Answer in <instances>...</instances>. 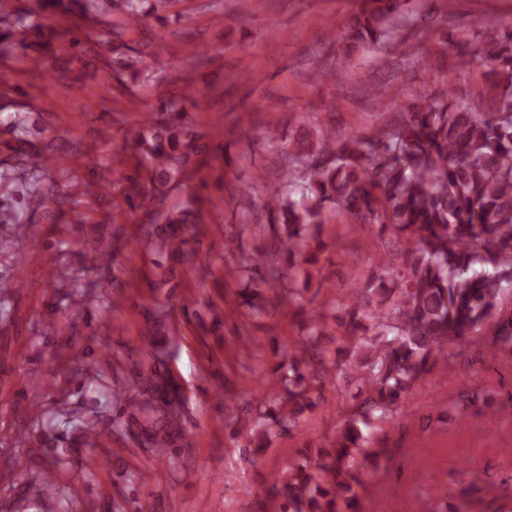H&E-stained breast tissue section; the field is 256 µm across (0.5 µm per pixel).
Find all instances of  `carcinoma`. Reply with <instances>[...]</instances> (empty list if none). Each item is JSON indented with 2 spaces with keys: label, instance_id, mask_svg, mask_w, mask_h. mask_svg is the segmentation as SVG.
<instances>
[{
  "label": "carcinoma",
  "instance_id": "obj_1",
  "mask_svg": "<svg viewBox=\"0 0 512 512\" xmlns=\"http://www.w3.org/2000/svg\"><path fill=\"white\" fill-rule=\"evenodd\" d=\"M34 2L32 9L0 17L1 50L12 48L16 33L31 32L41 38L34 63L50 71L55 29L45 20L62 15L100 23L112 16V46L101 63L107 80L123 85L154 73L165 49L138 38L139 27L150 14L165 19L176 0ZM369 3L373 7L359 8L341 35L348 56L377 47L407 0ZM456 47L462 64L486 66L484 87L473 100L459 102L447 90L394 113L370 137L303 136L284 154L283 189L262 202L267 225H247L258 243L245 250L228 239L227 276L282 291L279 305L293 318L301 309L298 296L321 274L307 248L323 233L325 209L341 210L354 225H375L379 236L402 244L401 262L378 255L354 287L342 289V298L307 316L296 342L282 352V390L236 418L244 449L257 453L269 446L273 429L296 428L304 412L319 406L331 373L340 370L357 383L358 403L329 447L313 450L303 439L297 460L274 476L267 492L281 498L279 512H362L353 462L359 454L375 463L387 455L378 434L416 382L453 365L477 337L512 356V28L484 29L478 40H459ZM202 105L200 94L170 92L142 122L139 161L124 194L130 204L142 199L162 206L155 224L204 220L190 196L166 203L197 161L221 153L186 122L187 109ZM9 127L13 138L0 142L7 158L0 179L16 180L17 205L0 204V223H25L20 207L31 203L50 217L64 198L43 171L50 158L35 143L38 129L29 111L9 115ZM255 198L253 185L240 187L241 213L251 211ZM267 227L274 245L288 253L284 270L266 261L271 246L261 233ZM144 237L153 240L154 284L161 288L173 278L185 240L161 228L144 230ZM133 383L145 398L134 401L129 422L153 447L171 445L181 434L178 387L155 366L135 372Z\"/></svg>",
  "mask_w": 512,
  "mask_h": 512
}]
</instances>
